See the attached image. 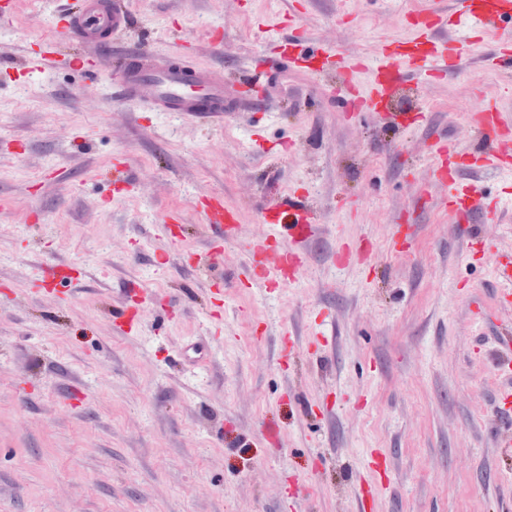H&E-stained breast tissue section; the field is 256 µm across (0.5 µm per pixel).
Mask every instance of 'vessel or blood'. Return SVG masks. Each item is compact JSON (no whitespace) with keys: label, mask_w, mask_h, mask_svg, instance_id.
<instances>
[{"label":"vessel or blood","mask_w":512,"mask_h":512,"mask_svg":"<svg viewBox=\"0 0 512 512\" xmlns=\"http://www.w3.org/2000/svg\"><path fill=\"white\" fill-rule=\"evenodd\" d=\"M423 24L417 35L401 43L399 50L380 47L376 57H361L342 63L341 81L348 93L346 102L356 112L380 113L381 105L393 101L404 88L407 65L413 64L439 77L455 60L451 55L453 39L441 13L426 7L421 11ZM512 16V0H461L459 19L478 32L492 30ZM60 19L65 33L79 43L91 66L112 59V45L127 34L130 17L118 0H76ZM371 72L367 87L354 83L353 75L362 69ZM111 80L117 94L126 102L146 104L156 112H180L197 119H220L224 116V82L206 68L193 63L186 51L157 56L148 49L135 50L125 66L113 67ZM472 124L486 147L478 157L484 169L512 171V126L498 111L473 114ZM438 181L447 183L448 194L440 200L442 209L457 220H468L475 212H483L488 220L499 218L497 207L487 205L480 187L473 182H457L446 166L435 171ZM204 220L224 230L225 240H233L238 222L235 210L213 200L202 206ZM264 223L288 226L292 244L278 251L269 250L266 242H255L249 252L256 283L280 282L295 273L305 259L304 245L316 234L310 210L299 197L293 196L285 205L262 211Z\"/></svg>","instance_id":"1"}]
</instances>
